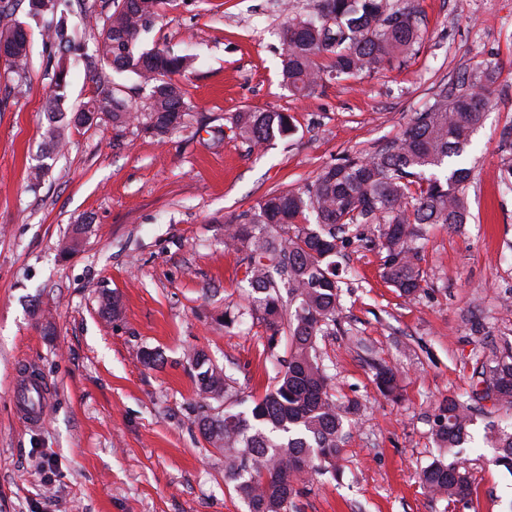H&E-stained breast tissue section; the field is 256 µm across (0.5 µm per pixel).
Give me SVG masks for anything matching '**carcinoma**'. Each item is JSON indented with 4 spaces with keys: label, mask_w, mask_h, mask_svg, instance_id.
Segmentation results:
<instances>
[{
    "label": "carcinoma",
    "mask_w": 512,
    "mask_h": 512,
    "mask_svg": "<svg viewBox=\"0 0 512 512\" xmlns=\"http://www.w3.org/2000/svg\"><path fill=\"white\" fill-rule=\"evenodd\" d=\"M161 3L114 0L99 40L87 52L65 16L57 14L59 0H27L31 16L58 15L47 27L48 43L61 57L46 107V157L60 149L72 125H89L105 115L122 127L133 118L115 82L99 84L96 95L74 110L64 107L69 71L76 62L93 77L106 65L116 73L134 74L150 88L143 116L156 134L186 127V90L172 76L187 72L193 59L141 46L140 37L158 16ZM282 38V82L303 95L325 81L371 73L414 54L421 32L413 8H396L391 0H317L314 13L287 18ZM2 44L13 71L26 72L29 43L11 10H0ZM497 78L491 66L476 70L457 91L438 94L401 137L373 157L331 165L304 190L271 194L224 225V245L247 260L251 311L273 333L288 332L290 340L288 357L277 359L276 383L246 411L226 405L232 378L223 366L202 349L185 353L196 387L194 422L211 447L224 453L234 491L249 512H288L307 475L337 471L344 421L356 406H343L330 393L331 378L317 353V337L336 328L339 243L356 224L378 225L386 250L384 279L401 295H416L423 277L412 243L428 224L457 227L468 221L465 186L471 171L451 161L484 120L489 101L476 96ZM234 125L241 138L256 145L290 129L282 112L244 110L235 114ZM436 168L443 175L425 176ZM283 289L297 302L292 312L281 304ZM374 370L378 389L393 395L396 372L386 365ZM476 374L483 388L472 389L465 399L450 397L435 408L434 437L445 456L419 472L429 494L453 504L471 501L475 491L459 447L467 441L477 405L489 400L512 408V350L491 353ZM485 440L495 450L494 465L512 474V430L489 424Z\"/></svg>",
    "instance_id": "obj_1"
}]
</instances>
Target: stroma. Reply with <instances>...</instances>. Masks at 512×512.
<instances>
[{
	"mask_svg": "<svg viewBox=\"0 0 512 512\" xmlns=\"http://www.w3.org/2000/svg\"><path fill=\"white\" fill-rule=\"evenodd\" d=\"M393 2L417 9L415 55L295 96L280 76L282 29L316 0H165L141 41L194 56L181 77L188 128L159 137L102 117L68 129L66 148L47 159L60 53L26 0H0L30 44L26 74L0 61V512H248L223 453L193 423L185 352L206 351L233 379L234 400L250 401L273 385L288 341L244 314L249 278L224 247L225 224L325 167L374 155L483 65L499 78L457 159L472 171L470 218L429 226L417 242L421 291L408 299L384 281L376 225L344 243L336 333L318 351L337 399L359 412L338 475H315L290 512H512V474L484 443L486 422L512 424V410L486 406L471 428V501L448 504L418 479L438 453L435 405L470 392L490 344H512V0ZM247 109L288 114L290 132L251 147L232 124ZM45 160L51 171L31 188L30 169ZM78 224V251L61 254ZM104 289L119 316L101 314ZM143 348L161 362L142 366ZM375 362L397 369V398L379 391ZM28 367L52 394L36 428L14 408Z\"/></svg>",
	"mask_w": 512,
	"mask_h": 512,
	"instance_id": "35a3bbf8",
	"label": "stroma"
}]
</instances>
